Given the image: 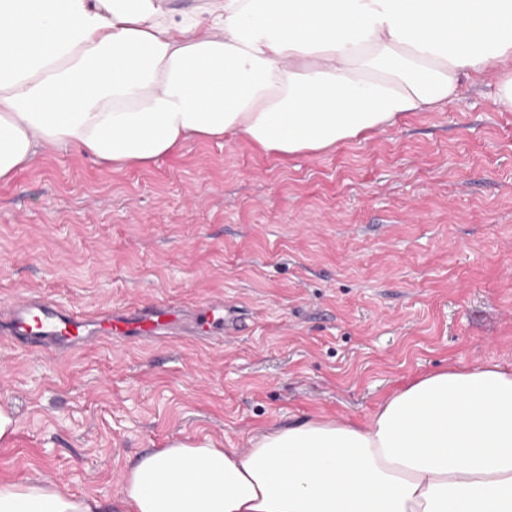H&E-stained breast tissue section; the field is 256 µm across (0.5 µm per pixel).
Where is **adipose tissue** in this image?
Listing matches in <instances>:
<instances>
[{
	"mask_svg": "<svg viewBox=\"0 0 512 512\" xmlns=\"http://www.w3.org/2000/svg\"><path fill=\"white\" fill-rule=\"evenodd\" d=\"M501 67L512 0H0V182L42 149L147 166L244 136L323 152L453 100ZM139 457L115 512H512V370L423 374L364 425L321 418ZM55 482L0 480V512H99Z\"/></svg>",
	"mask_w": 512,
	"mask_h": 512,
	"instance_id": "ef3b65f1",
	"label": "adipose tissue"
}]
</instances>
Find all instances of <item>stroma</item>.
Here are the masks:
<instances>
[{
	"mask_svg": "<svg viewBox=\"0 0 512 512\" xmlns=\"http://www.w3.org/2000/svg\"><path fill=\"white\" fill-rule=\"evenodd\" d=\"M489 67L451 102L288 159L243 136L150 166L39 154L0 184V299L80 311L235 305L224 344L116 340L63 359L0 329V478L58 480L110 507L137 455L204 436L364 424L451 366L512 367V112Z\"/></svg>",
	"mask_w": 512,
	"mask_h": 512,
	"instance_id": "obj_1",
	"label": "stroma"
}]
</instances>
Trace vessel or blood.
<instances>
[{"mask_svg":"<svg viewBox=\"0 0 512 512\" xmlns=\"http://www.w3.org/2000/svg\"><path fill=\"white\" fill-rule=\"evenodd\" d=\"M0 318L7 321L14 338L54 348L62 357L112 336L158 340L179 330L208 341L224 334L234 323L233 317L225 314L220 300L193 307L155 304L88 316L45 296L29 293L0 302Z\"/></svg>","mask_w":512,"mask_h":512,"instance_id":"obj_1","label":"vessel or blood"}]
</instances>
